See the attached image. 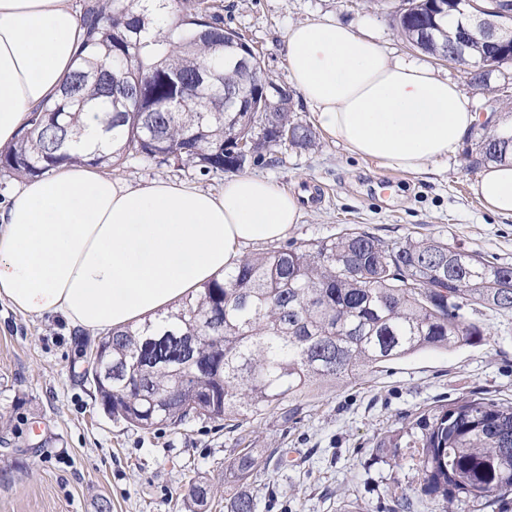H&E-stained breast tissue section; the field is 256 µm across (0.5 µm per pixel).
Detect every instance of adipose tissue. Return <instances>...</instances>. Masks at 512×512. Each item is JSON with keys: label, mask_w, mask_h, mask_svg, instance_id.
I'll return each mask as SVG.
<instances>
[{"label": "adipose tissue", "mask_w": 512, "mask_h": 512, "mask_svg": "<svg viewBox=\"0 0 512 512\" xmlns=\"http://www.w3.org/2000/svg\"><path fill=\"white\" fill-rule=\"evenodd\" d=\"M84 35L73 0H0V150L33 109L58 98ZM285 40L288 77L315 126L351 155L421 175L479 120L456 82L390 57L350 25L297 22ZM473 190L489 212L512 217V166L489 165ZM300 216L298 196L252 174L212 192L58 166L25 179L0 207V299L74 330L140 325L223 277L242 248L286 237Z\"/></svg>", "instance_id": "adipose-tissue-1"}]
</instances>
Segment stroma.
Returning <instances> with one entry per match:
<instances>
[{"label": "stroma", "mask_w": 512, "mask_h": 512, "mask_svg": "<svg viewBox=\"0 0 512 512\" xmlns=\"http://www.w3.org/2000/svg\"><path fill=\"white\" fill-rule=\"evenodd\" d=\"M216 2L225 27L253 47L277 85L289 83L284 34L298 21L334 18L368 31L394 56L422 57L393 26L400 0ZM432 66L460 86L480 121L429 173L349 155L325 136L316 150L282 146L248 166V173L303 198L301 220L281 246L359 227L388 241L433 237L512 264V218L483 209L472 190L480 172L466 160L491 128L512 127V63L497 68L486 89L471 86L458 65ZM114 174L132 184L162 179L215 189L224 182L144 160ZM481 321L489 333L483 345L420 351L359 380L311 390L300 422L287 430L268 414L233 431L202 419L147 431L104 410L84 376L83 335L1 299L0 512H189V482L202 476L209 482L206 512H224L236 491L224 469L244 442L258 450L250 486L257 512H379L387 489L408 477L379 457V432L441 399L478 392L512 401V316L488 311ZM280 448L288 451L283 465Z\"/></svg>", "instance_id": "stroma-1"}]
</instances>
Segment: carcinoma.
<instances>
[{
    "instance_id": "obj_1",
    "label": "carcinoma",
    "mask_w": 512,
    "mask_h": 512,
    "mask_svg": "<svg viewBox=\"0 0 512 512\" xmlns=\"http://www.w3.org/2000/svg\"><path fill=\"white\" fill-rule=\"evenodd\" d=\"M173 21L148 49L155 19L137 0L84 4L86 39L59 99L32 114L17 146L0 151V171L15 178L44 175L75 160L72 128L86 110L98 112L101 138L88 162L119 167L134 159L191 166L204 174L240 172L262 152L289 144L313 150V126L292 112L239 111L222 89L250 86L224 43L230 29L213 0H170ZM394 22L405 41L436 0H408ZM201 61L222 85L196 83ZM179 96L182 105L168 109ZM493 132L468 166L512 159ZM254 139L244 163L236 142ZM484 310L512 315V266L494 263L431 237L388 242L360 228L243 257L202 288L194 301L135 329L102 337L112 383L99 387L108 414L142 430L277 415L283 426L301 412L300 398L318 382L360 378L387 361L425 349L452 350L485 341ZM204 380L194 379L197 371ZM410 485L388 491L384 512H433L467 503L484 512L512 496V401L472 393L407 412L401 426L376 437ZM257 467L252 448L229 463L241 486L227 512H256L243 490Z\"/></svg>"
}]
</instances>
